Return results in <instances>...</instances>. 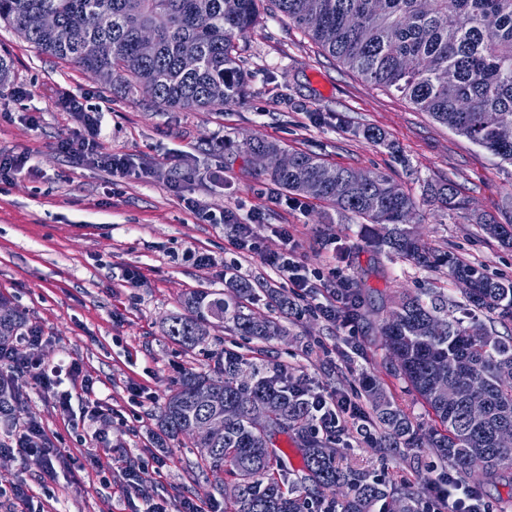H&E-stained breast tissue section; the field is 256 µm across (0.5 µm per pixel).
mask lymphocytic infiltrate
<instances>
[{
    "instance_id": "f902f5d3",
    "label": "lymphocytic infiltrate",
    "mask_w": 512,
    "mask_h": 512,
    "mask_svg": "<svg viewBox=\"0 0 512 512\" xmlns=\"http://www.w3.org/2000/svg\"><path fill=\"white\" fill-rule=\"evenodd\" d=\"M66 105L71 111L76 125L73 131L58 141V150L75 161L92 160L108 171L124 169L122 156L106 152L99 140L102 114L89 109L79 99L70 97ZM262 262L278 273L288 285L290 293L298 299H306L311 294H319L316 308L327 320L339 326H350L354 320L348 297L349 286L346 279H339L334 287L320 289L309 270L300 260L290 234H283L282 247L277 251L261 253ZM24 342L26 354H18L15 348L0 346V377L14 380L38 390L42 395L55 400L63 411L71 409V391L62 387L63 382H78L86 396L79 417L73 423L83 426L97 421L103 413L102 403L97 399L94 383L84 374L78 362L65 365L50 364L43 352L45 339L40 329L32 327L26 332ZM313 419L320 428L336 429L344 415H363V408L346 397H325L315 394L309 398ZM12 454L37 458L44 478L54 479L59 470L67 468L69 457L64 450L53 447L44 428L35 420L21 421L20 429L13 444L0 443V455ZM125 469L128 474L125 504L129 512H202L194 500L181 498L171 500L160 496L149 485L145 470L141 465L129 462ZM432 512H490L489 505L474 488L461 487L451 476L439 475L433 484Z\"/></svg>"
}]
</instances>
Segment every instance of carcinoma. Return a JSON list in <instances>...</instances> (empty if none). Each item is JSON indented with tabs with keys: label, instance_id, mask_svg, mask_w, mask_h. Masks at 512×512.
<instances>
[{
	"label": "carcinoma",
	"instance_id": "carcinoma-1",
	"mask_svg": "<svg viewBox=\"0 0 512 512\" xmlns=\"http://www.w3.org/2000/svg\"><path fill=\"white\" fill-rule=\"evenodd\" d=\"M275 9L332 57L366 82L394 91L420 111L512 165V140L499 129L512 126V0H273ZM259 0H0V21L44 54L69 60L86 72L109 70L112 86L131 91L143 83L151 98L171 109H210L237 102L246 82L235 40L254 23ZM57 19L53 33L41 18ZM155 39L154 53L138 50L144 30ZM95 46L87 55L83 48ZM198 60L191 72L182 59ZM286 170L261 167L290 193L328 201L338 212L352 213L375 225L370 244L388 247L421 268L442 262L412 232L402 229L414 197L382 172H360L329 165L307 152L290 153ZM425 194L448 210L464 209L467 200L453 183L428 184ZM482 229L512 245V214L490 219ZM455 279L470 280L464 294L465 315L448 310L434 291L402 294L380 328L391 359H401L395 373L430 408L441 429L431 447L439 459L465 472L481 468L484 481L512 475V381L500 374L512 368V335L489 330L481 316L512 323V282L488 276L483 266L450 261ZM227 297L195 292L185 313L168 319L165 335L185 348L203 342L212 319L229 318L242 336H273L279 327L244 313L255 299L251 284L227 282ZM25 313L0 300V343L23 335ZM243 356L224 355L222 380L187 369L158 415L157 439H193L201 466L238 491L224 512H427L403 488L387 489L367 471L342 468L336 437L313 428L306 397L289 384L284 369H244ZM441 375L457 389L458 400L430 384ZM486 402L476 419L468 400ZM375 426L382 429L375 448H411L420 437L410 418L374 383L368 386ZM268 404L273 419L260 427L253 410ZM225 414L224 439L215 442L195 432L201 420ZM293 431L302 456V474L290 481L273 448V436ZM338 487L352 496L326 495Z\"/></svg>",
	"mask_w": 512,
	"mask_h": 512
}]
</instances>
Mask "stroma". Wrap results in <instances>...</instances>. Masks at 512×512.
Wrapping results in <instances>:
<instances>
[{
  "instance_id": "1",
  "label": "stroma",
  "mask_w": 512,
  "mask_h": 512,
  "mask_svg": "<svg viewBox=\"0 0 512 512\" xmlns=\"http://www.w3.org/2000/svg\"><path fill=\"white\" fill-rule=\"evenodd\" d=\"M0 53L13 62L9 82L0 87V152L29 156L14 181L0 183V297L47 336L51 362L82 364L104 406L94 430L86 431L71 427L53 400L30 393L25 415L43 425L72 463L46 483L36 458L0 455V487L26 481L33 507L45 512H118L127 476L115 457L124 453L143 463L165 494L222 512L226 493L211 474L193 469L196 449H159L156 432L180 374L193 369L219 377L228 351L262 368L287 369L327 397L352 398L380 382L422 432L438 429L428 407L393 375L380 326L405 291L432 288L449 304L464 305L448 265L420 268L373 251L357 217L338 215L326 202L288 201L286 190L259 174L246 145L264 139L331 165L392 176L414 196L410 226L432 251L481 265L505 281L512 280V248L485 234L479 222L512 204V166L401 96L365 82L267 4L237 41L249 75L240 101L209 111L167 110L144 90H114L75 63L42 54L1 23ZM66 97L103 109L100 140L105 151L125 156L127 175L77 164L55 149L74 125L62 105ZM365 127L379 129L387 146L360 136ZM445 180L462 188L465 213L424 199L426 182ZM193 200L243 220L259 211L257 252L235 249L233 225L202 220L189 206ZM284 229L323 285L343 278L359 289L362 304L351 327L326 321L313 303L297 302L288 312L272 299L286 287L259 254L281 248ZM232 277L252 284L249 311L276 322L280 335L242 336L227 320L213 322L191 349L165 336L167 318L181 311L189 293L224 292ZM134 384L150 401H132ZM342 425V462L428 500L432 481L447 469L432 449L382 454L362 440L356 420L344 418ZM100 436L111 452L100 453L96 467H83ZM158 453L164 466L154 461Z\"/></svg>"
}]
</instances>
